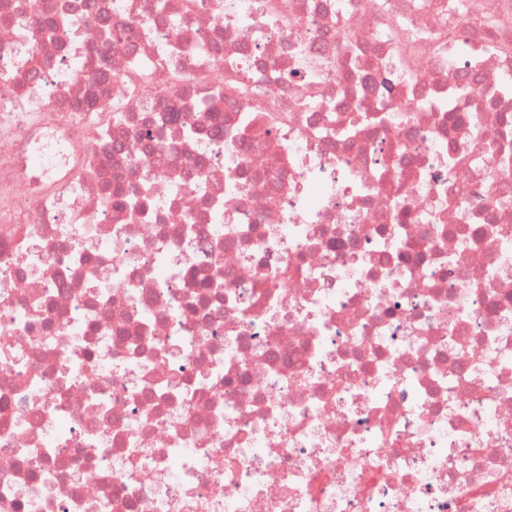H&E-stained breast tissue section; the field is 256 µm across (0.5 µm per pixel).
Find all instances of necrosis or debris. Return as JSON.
<instances>
[{
    "mask_svg": "<svg viewBox=\"0 0 512 512\" xmlns=\"http://www.w3.org/2000/svg\"><path fill=\"white\" fill-rule=\"evenodd\" d=\"M59 2L0 0V512H512V0Z\"/></svg>",
    "mask_w": 512,
    "mask_h": 512,
    "instance_id": "1",
    "label": "necrosis or debris"
}]
</instances>
